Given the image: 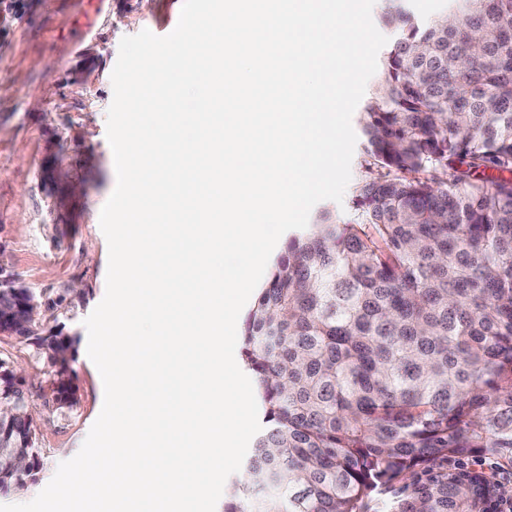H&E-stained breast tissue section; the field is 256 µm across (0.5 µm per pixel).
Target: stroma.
<instances>
[{
    "label": "stroma",
    "mask_w": 512,
    "mask_h": 512,
    "mask_svg": "<svg viewBox=\"0 0 512 512\" xmlns=\"http://www.w3.org/2000/svg\"><path fill=\"white\" fill-rule=\"evenodd\" d=\"M183 0H25L0 12V244L5 260L39 294L68 295L59 320L78 343L71 363L77 403L43 406L37 391L51 368L33 345L0 338V360L28 375L43 469L38 482L0 492L25 503L75 456L104 401L87 355L84 319L106 292L107 240L100 212L116 185L106 136L111 73L122 37L175 28Z\"/></svg>",
    "instance_id": "35a3bbf8"
}]
</instances>
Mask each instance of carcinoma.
Listing matches in <instances>:
<instances>
[{"label": "carcinoma", "instance_id": "carcinoma-1", "mask_svg": "<svg viewBox=\"0 0 512 512\" xmlns=\"http://www.w3.org/2000/svg\"><path fill=\"white\" fill-rule=\"evenodd\" d=\"M398 37L360 112L367 176L347 217L320 211L292 234L245 320L261 430L224 512H490L512 498L448 461H512V0H448L418 21L383 0ZM64 298L14 277L20 341L54 368L45 397L76 404ZM29 460L0 463V490L35 483L37 430L0 421ZM412 482L395 491V483Z\"/></svg>", "mask_w": 512, "mask_h": 512}]
</instances>
